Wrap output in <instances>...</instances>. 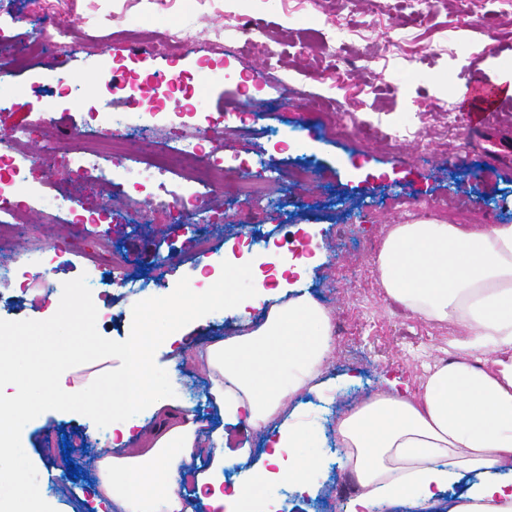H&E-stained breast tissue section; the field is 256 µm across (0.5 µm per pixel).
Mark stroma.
Returning a JSON list of instances; mask_svg holds the SVG:
<instances>
[{"mask_svg":"<svg viewBox=\"0 0 512 512\" xmlns=\"http://www.w3.org/2000/svg\"><path fill=\"white\" fill-rule=\"evenodd\" d=\"M388 4L370 30L346 42L336 61L304 17L312 14L338 23L356 19L361 0H199L189 13L183 12L182 0H72L59 16L75 34L71 47L27 57L26 66L17 68L13 60L27 56L39 13L33 0H0V66L12 70L11 85L0 88V134L30 125L37 101L57 104L55 128L33 134L24 144L27 154H38L49 133L65 136L86 129L90 110L105 100L95 74L110 69L113 59H123L144 81L167 74L164 57L133 58L129 50L169 22L181 29L190 47L182 66L200 90L195 122L214 129L212 155L228 166L271 157L284 167L300 156L316 164L311 182L293 188L273 181L267 195L250 199L255 223H239L223 196L212 193L192 223L177 228L155 210L160 195L156 185L121 172L109 185L86 180L61 156L52 167L27 170L18 193L29 203L21 217L26 230L10 250L0 253V264L22 268L32 285L24 291L0 281V319L10 321L50 318L49 305L42 300L48 282L61 284L89 273L106 284L108 271L90 270L86 259L72 254L76 245L107 248L123 260L127 279L150 284L165 301L196 286L200 268L213 258L247 256L245 240L261 231L273 235L277 252L314 259L315 268L299 286L332 314L334 350L324 376L340 389L338 399L326 404L310 393L299 396L297 403L324 429L319 453L325 490L317 499L302 500L288 485H273V512H344L357 485L338 462L336 418L380 390L384 379L397 377L418 390L428 366L454 353L450 328L416 320L386 298L371 265L386 226L442 222L448 218L446 203L468 199L475 202L472 219L512 223V167L481 150L468 133L465 114L453 121L447 114L448 108L457 107L469 81L496 85L512 76V0H473L466 14L454 0H433L418 14L399 7L398 0ZM246 22L254 28V40L244 44L240 27ZM389 34L404 46L399 55L384 60L381 47ZM236 42L241 45L238 54H226L225 46ZM460 42L470 44V58L450 54V47ZM273 45L283 46L285 53L281 68L271 72L265 49ZM242 69L253 71L256 78L248 94L235 82ZM63 80L74 88L70 96L59 93ZM309 92L335 98L342 110L358 108L360 119L391 132L415 123L425 143L409 139L393 146L360 133L335 135L318 122L305 98ZM240 111L255 114L252 127H240L234 118ZM274 128L297 131V142L279 149L267 135ZM290 190L305 199V206L286 213L275 209L272 196ZM56 195L76 197L87 209L103 208L107 215L80 242H73L67 224L44 221ZM204 226L210 245L201 253L194 234ZM43 240L70 252L71 260L45 270L34 250ZM105 295L111 318L98 331L111 340H125V309L135 297L107 284ZM239 330V318L214 305L197 319L188 338L205 347ZM170 359L166 347H157L153 370L158 380L165 382L172 401L193 406L202 434L210 435L222 420L207 399L206 370L185 363L182 381L174 383L166 374ZM347 372L358 379L344 386L340 379ZM67 434L82 437L81 445L68 452L63 449ZM106 440L102 428L74 412L49 410L23 428L22 446L37 470L42 496L55 512H100V503L90 494L97 473L87 461L103 453ZM70 461L78 468L77 477L66 470Z\"/></svg>","mask_w":512,"mask_h":512,"instance_id":"stroma-1","label":"stroma"}]
</instances>
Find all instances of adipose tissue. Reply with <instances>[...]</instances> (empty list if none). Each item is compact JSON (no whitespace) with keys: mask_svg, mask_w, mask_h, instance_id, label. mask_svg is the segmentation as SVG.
I'll use <instances>...</instances> for the list:
<instances>
[{"mask_svg":"<svg viewBox=\"0 0 512 512\" xmlns=\"http://www.w3.org/2000/svg\"><path fill=\"white\" fill-rule=\"evenodd\" d=\"M275 262L277 272L301 273L307 259L271 260L257 254L234 260L206 288H186L165 304L142 301L128 308L124 369L107 380L83 409L113 419L109 455L97 458L96 501L120 512H183L180 492L194 456L212 453L196 476L197 493L211 512H258L270 486L285 483L317 495L321 459L312 450L318 433L295 397L315 392L335 398L323 381L332 350L329 311L306 292L283 298L256 275ZM387 297L414 318L449 324L458 357L429 370L417 394L399 381L337 418L334 430L360 493L347 512H512V224H445L433 220L390 225L373 260ZM252 280L249 292L239 284ZM220 303L264 319L250 330L202 350L184 342L190 323ZM175 347L169 378L183 360L205 366L210 394L223 415L242 420L264 440L257 462L230 454L223 435L204 440L192 408L175 404L152 374L156 346ZM240 466L232 483L224 470Z\"/></svg>","mask_w":512,"mask_h":512,"instance_id":"adipose-tissue-1","label":"adipose tissue"}]
</instances>
